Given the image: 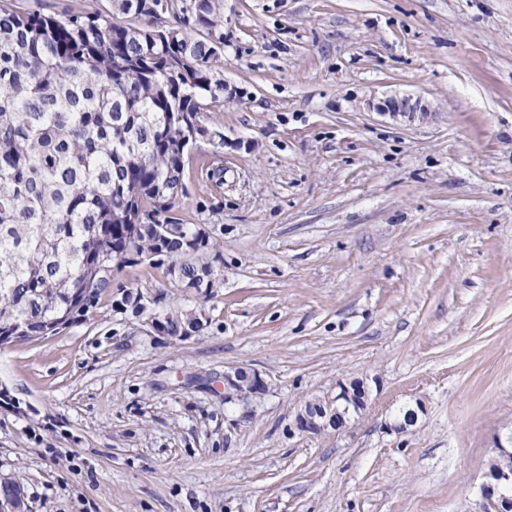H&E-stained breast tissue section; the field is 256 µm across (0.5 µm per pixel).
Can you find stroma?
Listing matches in <instances>:
<instances>
[{
    "label": "stroma",
    "instance_id": "stroma-1",
    "mask_svg": "<svg viewBox=\"0 0 512 512\" xmlns=\"http://www.w3.org/2000/svg\"><path fill=\"white\" fill-rule=\"evenodd\" d=\"M217 70L225 146L197 140L175 204L214 288L129 264L0 346V479L30 512H487L512 435V0H224ZM406 95L431 118L368 108ZM177 309L202 329L152 331ZM232 366L269 383L234 429ZM355 378L348 429L294 432Z\"/></svg>",
    "mask_w": 512,
    "mask_h": 512
}]
</instances>
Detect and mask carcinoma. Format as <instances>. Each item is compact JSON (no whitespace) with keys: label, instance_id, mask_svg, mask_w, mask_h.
<instances>
[{"label":"carcinoma","instance_id":"carcinoma-1","mask_svg":"<svg viewBox=\"0 0 512 512\" xmlns=\"http://www.w3.org/2000/svg\"><path fill=\"white\" fill-rule=\"evenodd\" d=\"M110 2L108 13L62 16L0 7V334H56L128 250L167 263L186 288L214 286L194 261L210 247L205 230L164 225L182 224L174 207L202 113L224 104L213 67L223 0ZM176 6L177 24H165ZM194 322L167 312L158 332L179 336Z\"/></svg>","mask_w":512,"mask_h":512}]
</instances>
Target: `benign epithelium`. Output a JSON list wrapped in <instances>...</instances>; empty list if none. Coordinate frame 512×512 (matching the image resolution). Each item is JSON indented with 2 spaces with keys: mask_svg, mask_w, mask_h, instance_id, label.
<instances>
[{
  "mask_svg": "<svg viewBox=\"0 0 512 512\" xmlns=\"http://www.w3.org/2000/svg\"><path fill=\"white\" fill-rule=\"evenodd\" d=\"M376 110L393 121L402 118L413 120L425 118L429 114L428 106L419 99L410 97L388 98L377 104ZM268 390V382L254 370L229 368L224 371V401L235 398L249 399L261 397ZM369 389L362 379H353L338 384L335 394L326 395L307 403L295 416L294 426L301 433L314 435L325 431H340L347 427L351 419L361 414L368 406ZM424 411L423 405L409 410L405 420L384 422V429L403 433L418 420V413ZM499 453L491 463L488 480L480 485V494L494 512H512V449L498 443ZM12 480L0 481V512H14Z\"/></svg>",
  "mask_w": 512,
  "mask_h": 512,
  "instance_id": "7a95c632",
  "label": "benign epithelium"
}]
</instances>
